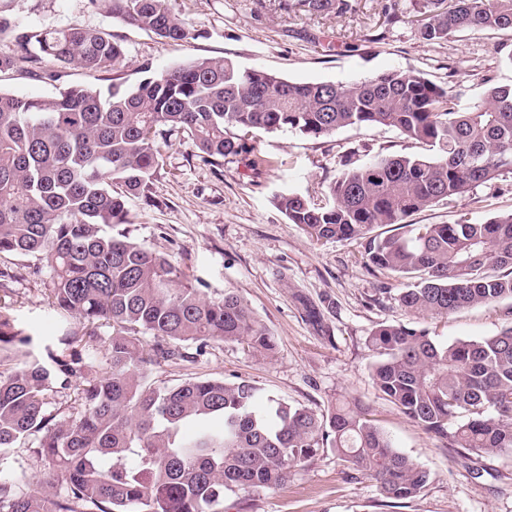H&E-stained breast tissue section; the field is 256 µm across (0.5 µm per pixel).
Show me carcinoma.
Listing matches in <instances>:
<instances>
[{"instance_id": "1", "label": "carcinoma", "mask_w": 512, "mask_h": 512, "mask_svg": "<svg viewBox=\"0 0 512 512\" xmlns=\"http://www.w3.org/2000/svg\"><path fill=\"white\" fill-rule=\"evenodd\" d=\"M0 0V36L14 49L0 73L50 57L106 72L124 47L81 24L32 30ZM160 38H189L167 0H89ZM419 32L447 41L465 30L512 31V0H416ZM307 14L347 12L349 0H293ZM134 85L72 86L56 97L0 91V255L33 256L53 280L51 308L78 319L62 350L38 357L0 301V462L24 444L48 468L42 478L0 469V512H220L224 491L275 489L290 469L329 448L374 480L386 498L415 497L429 472L395 449L356 402L325 413L275 399L254 406L245 381L199 378L154 387L162 366L186 360L187 343L235 342L275 350L267 326L241 297H210L164 255L125 230L127 200L147 196L164 166L160 141L188 137L213 167L243 149L230 129H292L329 135L384 126L433 151L381 156L349 170L315 203L279 196L292 224L313 240L363 239L368 263L410 281L394 300L407 314L448 315L512 300V213L483 223L426 224L409 235L372 236L379 224L407 227L413 214L449 203L512 171V87L488 89L457 108L452 92L400 71L352 82L294 83L232 59H194L161 72L142 66ZM121 183L123 192L112 189ZM112 329L106 371L84 354ZM376 388L409 420L457 448L512 454V323L480 340L452 343L405 324L369 337ZM82 381L81 411L47 412L57 382Z\"/></svg>"}]
</instances>
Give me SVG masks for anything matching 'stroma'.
I'll return each mask as SVG.
<instances>
[{"label": "stroma", "instance_id": "stroma-1", "mask_svg": "<svg viewBox=\"0 0 512 512\" xmlns=\"http://www.w3.org/2000/svg\"><path fill=\"white\" fill-rule=\"evenodd\" d=\"M288 0H168L191 36L170 42L112 19L88 0H15L13 14L35 29L78 22L110 33L125 48L113 73L60 67L45 58L36 80L16 69L0 74V90L53 97L71 85L106 89L113 77L133 84L142 64L162 71L192 58L236 61L297 83L347 82L390 70L418 74L449 88L460 105L480 99L488 86L512 85V31L462 32L445 42L422 38L413 0H350L343 14L305 16ZM165 166L148 196L128 202L126 228L138 242L168 257L209 296L243 298L273 334L272 356L237 343H211L195 362L169 364L157 385L192 377L247 380L271 396L315 411L346 399L368 408L397 449L431 473L420 494L400 504L332 451L294 468L275 489L224 494L223 512H512V456L451 447L426 433L385 399L371 378L368 346L382 323L403 322L442 342L479 339L512 322V301L479 305L446 316L407 315L394 296L404 280L368 266L352 240L315 243L277 205L295 192L323 201L347 169L378 154L422 155L424 145L385 127L344 128L324 136L292 130H256L246 150L204 164L189 139L163 144ZM271 158L258 171L254 155ZM512 213V173L471 188L451 203L412 216L420 224L484 222ZM52 278L31 256H0V297L12 305L16 327L43 353L61 331L49 312Z\"/></svg>", "mask_w": 512, "mask_h": 512}]
</instances>
